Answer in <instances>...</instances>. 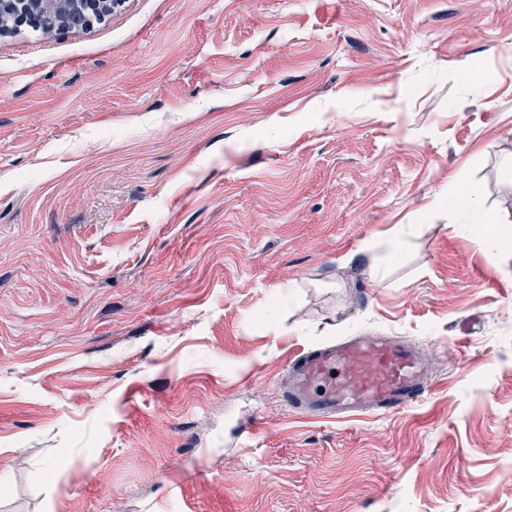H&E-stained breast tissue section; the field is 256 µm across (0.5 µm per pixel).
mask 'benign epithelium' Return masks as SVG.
I'll return each mask as SVG.
<instances>
[{
	"label": "benign epithelium",
	"mask_w": 512,
	"mask_h": 512,
	"mask_svg": "<svg viewBox=\"0 0 512 512\" xmlns=\"http://www.w3.org/2000/svg\"><path fill=\"white\" fill-rule=\"evenodd\" d=\"M110 0H0V24L17 12L25 11L50 31L75 28V20L88 11L107 8Z\"/></svg>",
	"instance_id": "benign-epithelium-1"
}]
</instances>
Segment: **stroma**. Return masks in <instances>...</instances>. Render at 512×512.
I'll return each instance as SVG.
<instances>
[{
  "label": "stroma",
  "instance_id": "obj_1",
  "mask_svg": "<svg viewBox=\"0 0 512 512\" xmlns=\"http://www.w3.org/2000/svg\"><path fill=\"white\" fill-rule=\"evenodd\" d=\"M509 169L512 0L0 34V512H512ZM382 333L422 401L288 408L290 358Z\"/></svg>",
  "mask_w": 512,
  "mask_h": 512
}]
</instances>
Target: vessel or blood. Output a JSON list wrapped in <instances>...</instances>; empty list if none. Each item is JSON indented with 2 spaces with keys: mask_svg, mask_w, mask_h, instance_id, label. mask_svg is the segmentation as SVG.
Wrapping results in <instances>:
<instances>
[{
  "mask_svg": "<svg viewBox=\"0 0 512 512\" xmlns=\"http://www.w3.org/2000/svg\"><path fill=\"white\" fill-rule=\"evenodd\" d=\"M284 379L288 407L315 417L393 412L429 390L423 352L394 336H355L301 352Z\"/></svg>",
  "mask_w": 512,
  "mask_h": 512,
  "instance_id": "vessel-or-blood-1",
  "label": "vessel or blood"
}]
</instances>
